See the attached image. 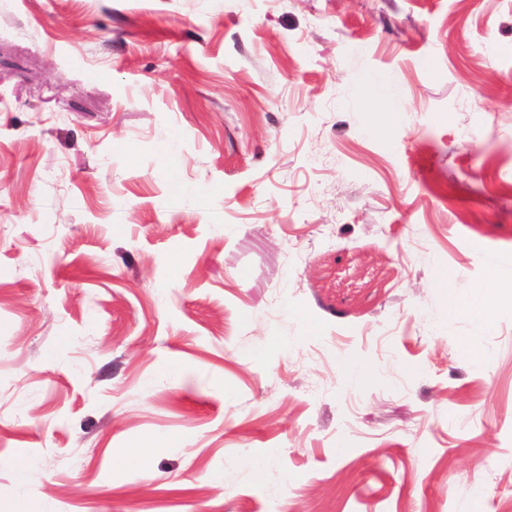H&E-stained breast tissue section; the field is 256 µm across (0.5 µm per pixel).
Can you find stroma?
<instances>
[{
    "instance_id": "stroma-1",
    "label": "stroma",
    "mask_w": 512,
    "mask_h": 512,
    "mask_svg": "<svg viewBox=\"0 0 512 512\" xmlns=\"http://www.w3.org/2000/svg\"><path fill=\"white\" fill-rule=\"evenodd\" d=\"M0 512H512V0H0ZM480 294L470 301L459 297L455 290L448 292V317L455 318L463 313H471L477 315L481 320L487 324H491L496 314L492 283H488Z\"/></svg>"
}]
</instances>
